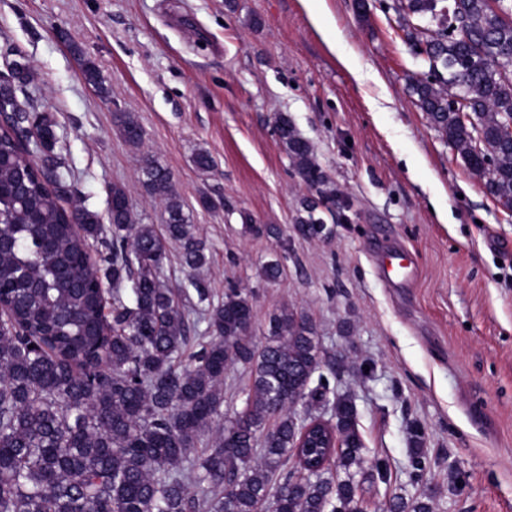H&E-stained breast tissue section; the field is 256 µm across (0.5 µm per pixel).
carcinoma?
<instances>
[{
    "instance_id": "obj_1",
    "label": "carcinoma",
    "mask_w": 512,
    "mask_h": 512,
    "mask_svg": "<svg viewBox=\"0 0 512 512\" xmlns=\"http://www.w3.org/2000/svg\"><path fill=\"white\" fill-rule=\"evenodd\" d=\"M420 20L407 36L428 71L411 83L433 128L512 208V0H404ZM83 76L105 94L100 70ZM30 81L26 65L0 79V512H363L354 469L363 440L353 398L321 372L314 321L288 306L269 317L265 342L251 337L250 296L235 287L200 310L209 340L181 357L193 324L178 289L163 282L167 246L180 248L192 273L207 263V245L184 212L166 168L142 167L145 191L166 203L159 232L136 223L125 189L108 200L111 238L98 212L61 201L76 193L61 172L53 122L17 110ZM123 138L138 146L143 130L115 116ZM35 130L45 144L33 159L13 129ZM275 132L295 174L317 196L301 201L295 230L327 239L321 213L345 208L329 187L310 142L286 115ZM105 249L99 261L90 248ZM250 370L245 405L224 413V374ZM331 405L340 447L321 448L309 434ZM308 473L286 469L299 458L303 433ZM208 448L198 458L200 444ZM344 470L335 479L331 462ZM410 478L423 481L427 457L410 458ZM389 512H428L424 501L395 496Z\"/></svg>"
}]
</instances>
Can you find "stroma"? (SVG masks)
Wrapping results in <instances>:
<instances>
[{"label": "stroma", "mask_w": 512, "mask_h": 512, "mask_svg": "<svg viewBox=\"0 0 512 512\" xmlns=\"http://www.w3.org/2000/svg\"><path fill=\"white\" fill-rule=\"evenodd\" d=\"M323 9L319 27L305 0H0V71L30 67L27 106L52 116L77 197L99 215L117 184L138 223L163 228L165 204L145 192L140 170L151 158L169 171L207 244L199 287L177 246L163 262L185 307L200 308L199 291L217 302L240 288L258 343L280 306L313 319L322 371L355 399L356 492L370 508L424 495L432 512H512V210L417 106L409 83L427 65L394 0ZM84 56L108 95L85 82ZM118 111L142 127L140 146L117 131ZM280 113L350 204L331 238L294 229L309 191L274 133ZM201 149L210 170L193 161ZM205 194L217 208L201 207ZM271 225L279 235H267ZM393 254L413 259L415 280L382 274ZM274 259L282 273L269 282L261 268ZM414 425L429 461L420 485L410 480Z\"/></svg>", "instance_id": "1"}]
</instances>
